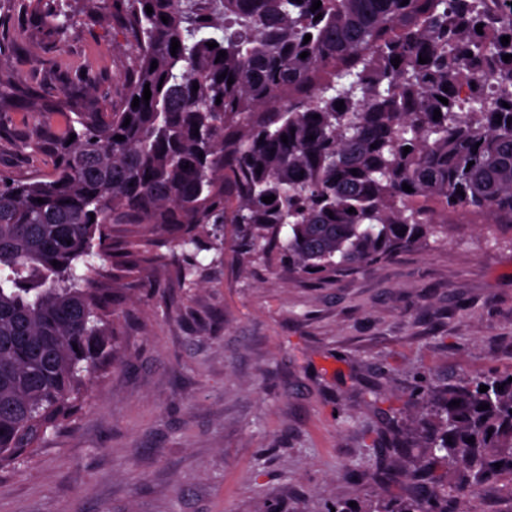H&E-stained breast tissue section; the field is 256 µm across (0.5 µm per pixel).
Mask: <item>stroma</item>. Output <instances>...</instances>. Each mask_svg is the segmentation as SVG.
Returning <instances> with one entry per match:
<instances>
[{
	"label": "stroma",
	"instance_id": "stroma-1",
	"mask_svg": "<svg viewBox=\"0 0 512 512\" xmlns=\"http://www.w3.org/2000/svg\"><path fill=\"white\" fill-rule=\"evenodd\" d=\"M73 26L57 51L39 16L0 0L15 33L0 68L44 99L88 98L95 81L120 105L135 52L119 25ZM56 118L0 114V173L53 171ZM201 252L190 281L156 266L117 305V362L70 420L0 470V512H391L409 484L376 472L408 458L405 413L421 385L512 372V226L452 224L448 238L331 279L279 261Z\"/></svg>",
	"mask_w": 512,
	"mask_h": 512
}]
</instances>
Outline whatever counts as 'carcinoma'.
I'll return each instance as SVG.
<instances>
[{"mask_svg":"<svg viewBox=\"0 0 512 512\" xmlns=\"http://www.w3.org/2000/svg\"><path fill=\"white\" fill-rule=\"evenodd\" d=\"M313 2L85 0L96 23L120 10L136 46L118 108L35 100L0 69V101L23 96L62 121L51 175H0V468L40 448L113 355L115 291L77 274L79 260L112 257L144 282L163 260L152 237L106 243L108 225L210 250L209 225L238 224L243 261L276 255L325 278L441 242L440 213L512 224V60H502L512 42L501 43L512 37V0H321L315 11ZM31 6L63 50L71 24L57 21L60 0ZM490 69L494 101L481 85ZM464 82L475 89L461 99ZM147 83L150 100L132 107ZM416 397L431 405L418 419L425 455L400 473L381 458L415 490L395 512H475L489 483L512 500L509 377L421 385Z\"/></svg>","mask_w":512,"mask_h":512,"instance_id":"cac0c4a2","label":"carcinoma"}]
</instances>
